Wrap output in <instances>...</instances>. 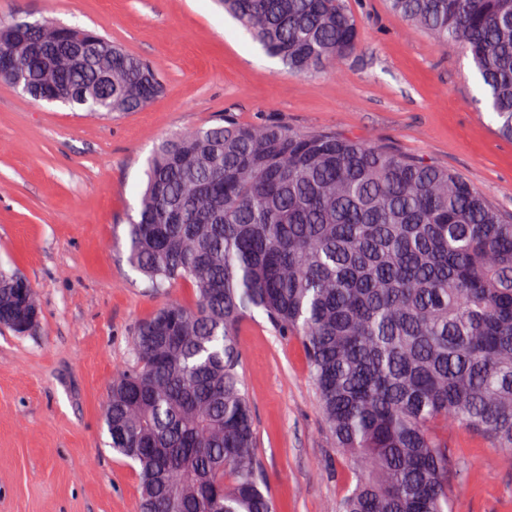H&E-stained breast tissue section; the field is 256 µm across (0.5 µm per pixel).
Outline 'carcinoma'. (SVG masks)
<instances>
[{
  "mask_svg": "<svg viewBox=\"0 0 512 512\" xmlns=\"http://www.w3.org/2000/svg\"><path fill=\"white\" fill-rule=\"evenodd\" d=\"M294 75L358 48L343 0H220ZM470 60L496 132L512 140V0H388ZM85 112H139L163 92L154 66L112 47L45 74ZM130 267L170 301L136 327L112 381L109 447L139 467L137 512H274L254 452L236 336L259 313L298 340L318 408L352 477L335 512H453L466 428L512 467V218L462 174L326 130L243 124L175 133L147 160L127 227ZM39 309L0 271V325Z\"/></svg>",
  "mask_w": 512,
  "mask_h": 512,
  "instance_id": "cac0c4a2",
  "label": "carcinoma"
}]
</instances>
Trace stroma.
Wrapping results in <instances>:
<instances>
[{"label": "stroma", "instance_id": "1", "mask_svg": "<svg viewBox=\"0 0 512 512\" xmlns=\"http://www.w3.org/2000/svg\"><path fill=\"white\" fill-rule=\"evenodd\" d=\"M359 47L336 69L294 76L218 0H0V25L47 17L94 28L157 68L145 109L96 116L0 82V270L25 277L41 309L31 333L0 326V512H134L136 466L108 445L103 410L132 362L137 324L180 284L152 292L127 263V224L161 140L222 113L299 131L330 129L463 174L512 214V142L474 103L470 62L414 31L385 0H346ZM239 371L255 453L275 512H330L351 476L317 408L300 344L262 316L244 321ZM453 512H512V469L466 429Z\"/></svg>", "mask_w": 512, "mask_h": 512}]
</instances>
